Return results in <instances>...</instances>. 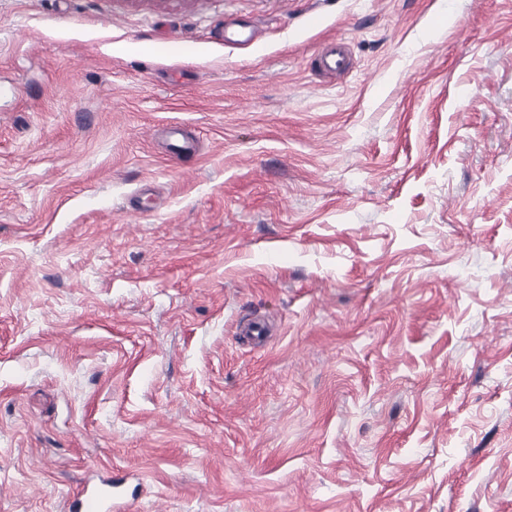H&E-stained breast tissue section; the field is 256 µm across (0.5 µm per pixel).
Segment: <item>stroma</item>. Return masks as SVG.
Here are the masks:
<instances>
[{
  "mask_svg": "<svg viewBox=\"0 0 512 512\" xmlns=\"http://www.w3.org/2000/svg\"><path fill=\"white\" fill-rule=\"evenodd\" d=\"M95 472L512 512V0H0V512Z\"/></svg>",
  "mask_w": 512,
  "mask_h": 512,
  "instance_id": "stroma-1",
  "label": "stroma"
}]
</instances>
